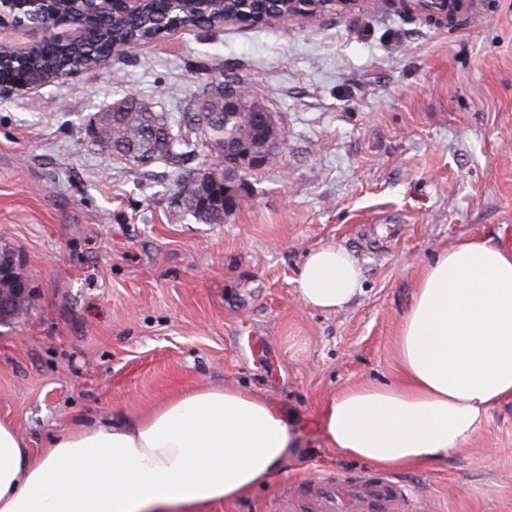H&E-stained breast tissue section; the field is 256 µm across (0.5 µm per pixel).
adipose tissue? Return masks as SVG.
<instances>
[{
  "instance_id": "1",
  "label": "adipose tissue",
  "mask_w": 512,
  "mask_h": 512,
  "mask_svg": "<svg viewBox=\"0 0 512 512\" xmlns=\"http://www.w3.org/2000/svg\"><path fill=\"white\" fill-rule=\"evenodd\" d=\"M344 248L313 251L298 299L326 312L363 292ZM395 381L320 408L326 449L381 470L444 464L512 401V245L459 243L422 272L397 338ZM298 446L292 420L251 390L199 386L134 419L79 424L31 452L0 420V512H205L267 483Z\"/></svg>"
}]
</instances>
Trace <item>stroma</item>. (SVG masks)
I'll list each match as a JSON object with an SVG mask.
<instances>
[{"instance_id":"obj_1","label":"stroma","mask_w":512,"mask_h":512,"mask_svg":"<svg viewBox=\"0 0 512 512\" xmlns=\"http://www.w3.org/2000/svg\"><path fill=\"white\" fill-rule=\"evenodd\" d=\"M470 2L448 21L359 0L348 16L177 30L0 95V248L32 291L0 324V419L37 451L203 384L259 390L294 418L299 448L267 486L206 512H293L301 482L369 473L327 453L320 406L395 379L404 314L438 255L512 243V0ZM229 66L281 143L244 202L205 224L177 204L174 167L132 166L88 132L130 92L178 120ZM329 244L363 272L336 313L295 292ZM396 478L438 512H512V402L448 464Z\"/></svg>"}]
</instances>
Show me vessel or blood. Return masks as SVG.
<instances>
[{
  "label": "vessel or blood",
  "instance_id": "obj_1",
  "mask_svg": "<svg viewBox=\"0 0 512 512\" xmlns=\"http://www.w3.org/2000/svg\"><path fill=\"white\" fill-rule=\"evenodd\" d=\"M297 499L299 512H407L410 491L394 478L369 474L345 483L310 481Z\"/></svg>",
  "mask_w": 512,
  "mask_h": 512
}]
</instances>
